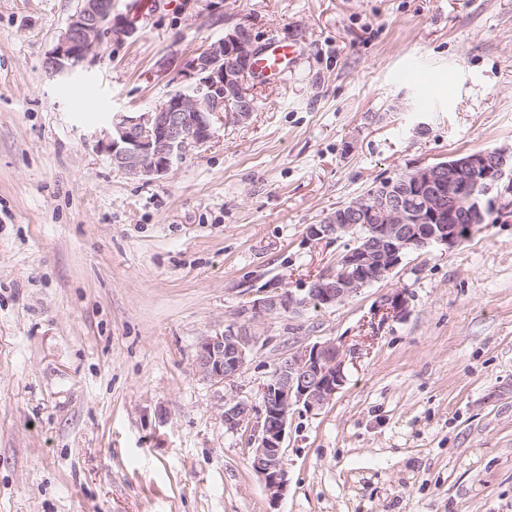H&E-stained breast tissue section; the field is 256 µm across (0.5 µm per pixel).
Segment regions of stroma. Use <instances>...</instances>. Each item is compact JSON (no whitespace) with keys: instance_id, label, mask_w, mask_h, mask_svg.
<instances>
[{"instance_id":"stroma-1","label":"stroma","mask_w":512,"mask_h":512,"mask_svg":"<svg viewBox=\"0 0 512 512\" xmlns=\"http://www.w3.org/2000/svg\"><path fill=\"white\" fill-rule=\"evenodd\" d=\"M80 4L0 0V512H512V222L261 320L235 388L194 364L267 290L335 269L345 241L308 225L408 166L512 146V0H228L220 23L209 0H112L134 33L51 75ZM240 22L301 47L250 81V121L156 179L113 167L110 116L160 103ZM326 340L346 382L289 415L274 503L224 398Z\"/></svg>"}]
</instances>
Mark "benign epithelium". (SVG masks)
Masks as SVG:
<instances>
[{
    "instance_id": "benign-epithelium-1",
    "label": "benign epithelium",
    "mask_w": 512,
    "mask_h": 512,
    "mask_svg": "<svg viewBox=\"0 0 512 512\" xmlns=\"http://www.w3.org/2000/svg\"><path fill=\"white\" fill-rule=\"evenodd\" d=\"M106 30H112V0H82L47 56L46 68L73 72ZM258 52L252 29L237 23L186 64L188 84L143 112L113 113L99 139L112 166L151 180L168 173L190 150L206 146L216 123L247 122L253 102L245 83ZM505 218H512V150L506 147L456 153L443 163L413 165L382 180L307 227L310 241H338L362 229L363 244L337 257L348 274L341 279L321 274L302 293L278 289L253 301L241 312L249 316L246 322L230 323L201 340L195 369L215 384L232 386L260 342L256 325L261 319L274 314L299 318L315 305L343 303L390 274L409 253L455 246L473 233L475 220ZM383 310L404 315L405 295L388 296ZM345 382L344 352L329 340L291 347L261 385L259 402L224 399V426L253 435L250 454L272 500L282 496L287 483L283 445L290 411L300 407L319 414Z\"/></svg>"
}]
</instances>
